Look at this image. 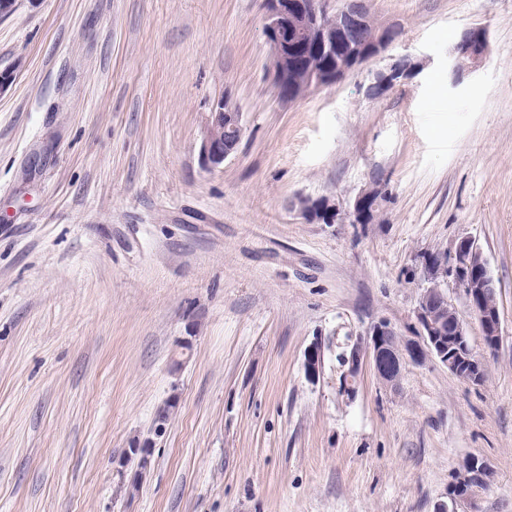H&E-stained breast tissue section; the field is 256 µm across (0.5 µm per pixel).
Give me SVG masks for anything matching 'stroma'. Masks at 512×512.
I'll return each mask as SVG.
<instances>
[{"label": "stroma", "instance_id": "1", "mask_svg": "<svg viewBox=\"0 0 512 512\" xmlns=\"http://www.w3.org/2000/svg\"><path fill=\"white\" fill-rule=\"evenodd\" d=\"M368 7L417 74L371 99L369 62L289 105L260 0H18L0 19V512H433L472 456L490 472L472 512H512V0ZM472 26L486 59L450 85ZM222 96L245 131L209 170ZM372 184L367 224L290 209ZM464 236L499 285L484 384L428 357L345 393L340 353L380 321L416 341L425 259ZM166 405L127 497L117 460ZM324 365V354L321 343H311L305 354L304 368L308 379L312 382L319 380Z\"/></svg>", "mask_w": 512, "mask_h": 512}]
</instances>
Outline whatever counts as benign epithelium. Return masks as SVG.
I'll use <instances>...</instances> for the list:
<instances>
[{
  "mask_svg": "<svg viewBox=\"0 0 512 512\" xmlns=\"http://www.w3.org/2000/svg\"><path fill=\"white\" fill-rule=\"evenodd\" d=\"M264 12V32L270 49L272 82L280 102L290 104L294 98L281 93L282 86L292 79L311 89L335 85L357 67L376 59L396 36L392 27L380 26L369 33L373 16L366 0H344L335 8L331 0H261ZM333 15L334 24L324 23V17ZM313 48L326 57L328 64L316 67L308 63L303 53ZM487 32L482 27L465 29L456 42L448 64L452 82L463 74L481 66L486 58ZM415 63L407 56L392 60L376 70L368 85L367 95L376 97L396 84L411 77ZM244 134L241 112L226 97L215 100L207 114L206 133L200 145L203 166L215 169L233 156ZM382 195L378 186L361 191L353 206L344 207L336 198L323 195L318 198L300 196L291 201L290 208L310 223H355L369 204H377ZM448 274L462 288L470 312L478 323L486 350L493 354L501 343V319L497 299V285L490 272L487 258L470 237H462L455 244L452 255L425 263L428 286L420 294L416 307L419 325L418 341L404 342L387 322L376 323L368 333L358 337L343 356V387L355 390L364 361L372 360L379 379L394 386L400 379L405 357L435 358L460 380L480 385L484 382L488 361L476 355L470 347L469 324L448 302L442 291V277ZM324 365L322 345H309L304 368L308 379L319 380ZM154 441L126 449L123 460H137V468L130 476L128 495L138 492L143 474L151 465ZM480 470L473 467L459 469L455 485L464 490L452 494L449 501H441L435 512H457V506L470 499L472 488L480 482Z\"/></svg>",
  "mask_w": 512,
  "mask_h": 512,
  "instance_id": "benign-epithelium-1",
  "label": "benign epithelium"
}]
</instances>
